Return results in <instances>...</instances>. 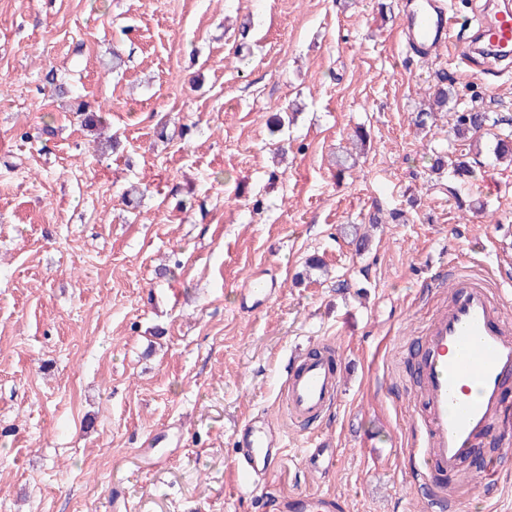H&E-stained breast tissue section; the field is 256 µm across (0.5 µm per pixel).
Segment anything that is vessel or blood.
Returning a JSON list of instances; mask_svg holds the SVG:
<instances>
[{"instance_id": "1", "label": "vessel or blood", "mask_w": 512, "mask_h": 512, "mask_svg": "<svg viewBox=\"0 0 512 512\" xmlns=\"http://www.w3.org/2000/svg\"><path fill=\"white\" fill-rule=\"evenodd\" d=\"M480 42L512 47V9L482 24ZM408 41L421 54L455 42L446 0H419ZM512 377V317L504 312L500 288L482 278L455 282L445 313L426 329L420 360L424 445L411 449L420 458L421 478L445 476L470 455L478 441L496 437L512 446V401L503 395ZM339 374L329 355L300 357L285 382V407L297 425L317 419L338 397ZM239 487L258 484L283 448L280 431L261 418L246 423L236 437ZM278 512H343L341 498L294 493L280 497Z\"/></svg>"}]
</instances>
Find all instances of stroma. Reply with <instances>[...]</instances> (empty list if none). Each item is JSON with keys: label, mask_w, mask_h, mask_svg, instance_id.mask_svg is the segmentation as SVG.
I'll use <instances>...</instances> for the list:
<instances>
[{"label": "stroma", "mask_w": 512, "mask_h": 512, "mask_svg": "<svg viewBox=\"0 0 512 512\" xmlns=\"http://www.w3.org/2000/svg\"><path fill=\"white\" fill-rule=\"evenodd\" d=\"M404 2L0 0V512H274L295 492L431 512L407 454L420 332L462 275L491 272L512 314V164L494 126L452 127L475 100L499 117L512 63L408 52ZM51 69L71 96L51 95ZM444 74L448 109L418 129ZM77 97L118 150L95 151ZM291 105L280 144L267 122ZM360 125L366 150L338 172ZM440 151L473 176L432 172ZM377 206L402 217L369 224ZM256 277L275 293L241 305ZM312 343L341 379L304 431L283 396ZM256 416L285 448L244 491L234 441ZM320 444L328 474L304 462ZM483 455L494 479L454 475L448 498L512 512V451Z\"/></svg>", "instance_id": "1"}]
</instances>
